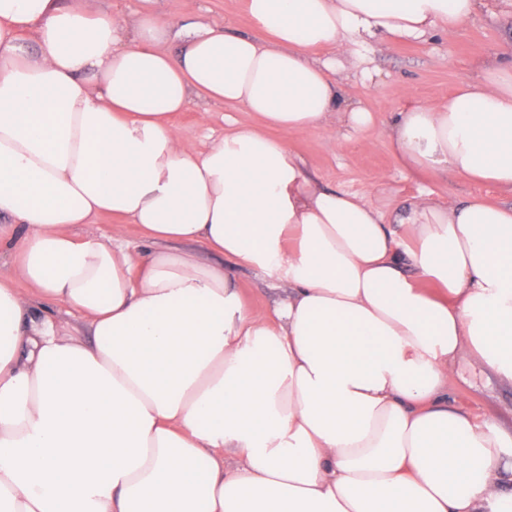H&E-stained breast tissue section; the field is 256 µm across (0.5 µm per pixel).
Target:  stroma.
Listing matches in <instances>:
<instances>
[{
	"mask_svg": "<svg viewBox=\"0 0 512 512\" xmlns=\"http://www.w3.org/2000/svg\"><path fill=\"white\" fill-rule=\"evenodd\" d=\"M91 12L111 11L127 24L150 10L170 15L172 0H83ZM192 18L207 26L232 21L236 31L254 33V22L244 0H190ZM512 60V0H492L489 11L465 24L451 38L432 35L420 40L365 42L362 57L343 59V74L352 94L371 113L372 123L355 139L333 143L318 134H287L292 151L316 174L321 185L348 192L395 214L420 192L443 204L480 199L512 206V192L474 184L463 177L446 180L429 173L411 175L390 152L387 130L396 112L416 104L447 101L460 83L474 80L482 67ZM208 117L198 108L178 113L174 123L185 143L203 148L208 134L224 131V108L212 104ZM232 280L252 311L271 305L274 294L268 281L244 267L230 268ZM449 391L473 414L489 416L512 432V381L492 374L484 361L470 359L460 366Z\"/></svg>",
	"mask_w": 512,
	"mask_h": 512,
	"instance_id": "35a3bbf8",
	"label": "stroma"
}]
</instances>
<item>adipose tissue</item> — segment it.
<instances>
[{
	"label": "adipose tissue",
	"instance_id": "1",
	"mask_svg": "<svg viewBox=\"0 0 512 512\" xmlns=\"http://www.w3.org/2000/svg\"><path fill=\"white\" fill-rule=\"evenodd\" d=\"M488 6L249 0L259 35L196 25L172 54L149 11L0 0V217L22 231L0 276V512H512V434L448 398L475 356L512 379V207L423 194L391 217L268 134L364 130L339 56ZM210 102L257 122L188 147L170 117ZM388 145L512 191V61L397 113ZM101 214L150 252L73 233ZM233 266L287 299L251 312Z\"/></svg>",
	"mask_w": 512,
	"mask_h": 512
}]
</instances>
